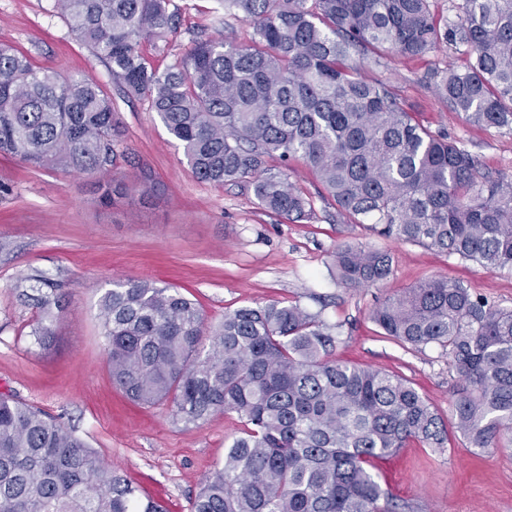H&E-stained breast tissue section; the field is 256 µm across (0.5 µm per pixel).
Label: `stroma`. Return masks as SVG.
<instances>
[{
  "instance_id": "35a3bbf8",
  "label": "stroma",
  "mask_w": 512,
  "mask_h": 512,
  "mask_svg": "<svg viewBox=\"0 0 512 512\" xmlns=\"http://www.w3.org/2000/svg\"><path fill=\"white\" fill-rule=\"evenodd\" d=\"M170 9L177 28L166 47L142 45L154 68L174 64L201 33L240 44L251 37L249 22L225 15L219 0H171ZM0 43L36 66L83 74L100 85L122 130L111 178L127 189L104 203L94 177L0 155V395L75 430L139 496L160 501L168 512H191L201 482L223 462L244 424L221 412L187 424L173 405H136L113 385L99 299L114 283L147 281L193 299L211 329L242 305L299 304L338 333L337 359L402 375L448 414L458 380L448 355L435 346L402 348L371 313L394 292L434 276L463 282L510 310L512 274L347 223L298 158L288 166V180L314 202L307 223L263 211L246 187L201 181L149 99L123 91L70 31L56 0H0ZM462 62L461 53L443 43L421 58L368 56L360 66L366 79L386 82L424 126L475 156L482 173L512 177V131L470 124L433 92L432 72ZM344 243L389 252L391 275L371 288L339 285L332 259ZM39 273L66 295L46 349L30 334L34 310L16 296L17 286ZM378 474L414 512H512V447L478 456L453 428L445 447L409 445L382 462Z\"/></svg>"
}]
</instances>
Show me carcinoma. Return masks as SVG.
Returning a JSON list of instances; mask_svg holds the SVG:
<instances>
[{"label": "carcinoma", "mask_w": 512, "mask_h": 512, "mask_svg": "<svg viewBox=\"0 0 512 512\" xmlns=\"http://www.w3.org/2000/svg\"><path fill=\"white\" fill-rule=\"evenodd\" d=\"M68 27L125 91L145 95L197 177L245 183L264 211L307 221L314 204L288 182L300 157L341 215L395 240L512 273V178L480 174L465 149L417 123L388 84L348 63L385 50L420 58L441 43L467 62L434 92L475 124L512 131V0H458L443 22L433 0H221L252 25L251 44L194 41L160 72L144 41L174 31L170 0H56ZM121 135L112 101L86 76L37 69L0 45V153L35 167L100 177ZM278 160L280 168L268 166ZM336 279L369 288L392 257L360 245L334 252ZM31 336L50 345L64 293L43 276ZM112 381L132 402L170 401L186 423L217 411L246 429L203 481L191 512H407L373 473L409 443L443 448L444 421L408 380L333 358L339 338L297 304L240 306L211 339L180 291L117 283L99 300ZM371 318L402 345H436L458 384L452 417L469 447L512 446V310L431 278L396 292ZM0 512H166L51 416L0 396Z\"/></svg>", "instance_id": "carcinoma-1"}]
</instances>
